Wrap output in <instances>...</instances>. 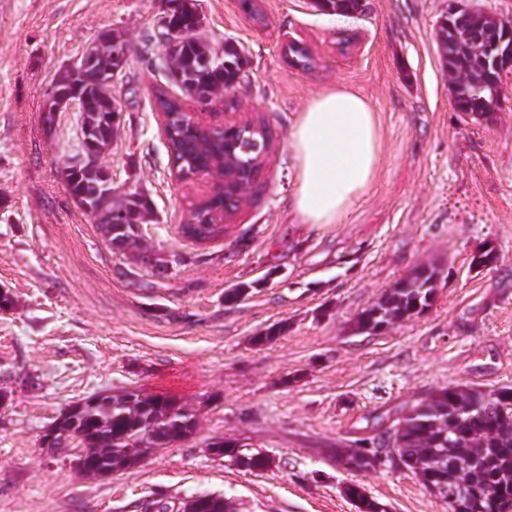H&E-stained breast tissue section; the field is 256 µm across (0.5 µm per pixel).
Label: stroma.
Segmentation results:
<instances>
[{"mask_svg":"<svg viewBox=\"0 0 512 512\" xmlns=\"http://www.w3.org/2000/svg\"><path fill=\"white\" fill-rule=\"evenodd\" d=\"M196 0L201 34L240 48L245 77L214 111L265 123L270 149L247 198L210 240L180 232L210 179L175 181L155 91L181 96L155 36L167 0H0V512H144L160 497L214 494L236 512H356L359 482L389 512H448L407 470L382 459L355 473L340 448L372 438L444 386H512V74L497 112L454 108L436 42L448 0H363L339 17L312 0ZM130 47L112 85L123 113L103 158L120 190L150 198L141 255L113 251L66 191L61 171L79 114L46 116L59 70L105 30ZM316 64L289 65L283 36ZM345 89L376 114L380 160L368 192L337 224L293 208L290 136L318 94ZM497 263L472 268L484 244ZM439 273L424 314L377 334L356 317L421 267ZM249 285L237 303L225 290ZM284 323L271 343L254 344ZM194 408L195 434L108 478L41 446L73 403L129 389ZM266 453L261 472L226 465L209 443Z\"/></svg>","mask_w":512,"mask_h":512,"instance_id":"obj_1","label":"stroma"}]
</instances>
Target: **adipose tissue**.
Listing matches in <instances>:
<instances>
[{
  "label": "adipose tissue",
  "mask_w": 512,
  "mask_h": 512,
  "mask_svg": "<svg viewBox=\"0 0 512 512\" xmlns=\"http://www.w3.org/2000/svg\"><path fill=\"white\" fill-rule=\"evenodd\" d=\"M291 149L297 159V213L308 224L338 223L375 177L379 139L374 113L358 94L324 92L301 112Z\"/></svg>",
  "instance_id": "ef3b65f1"
}]
</instances>
